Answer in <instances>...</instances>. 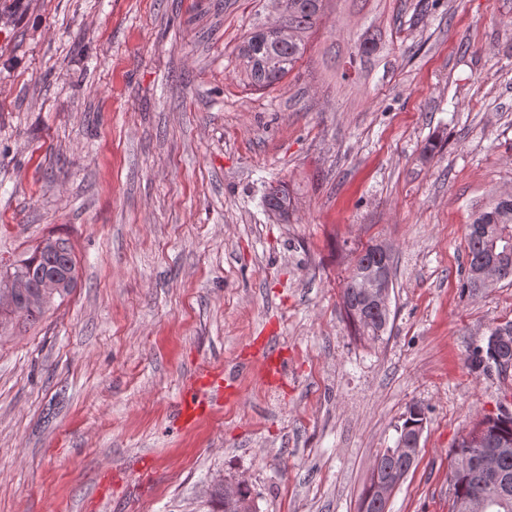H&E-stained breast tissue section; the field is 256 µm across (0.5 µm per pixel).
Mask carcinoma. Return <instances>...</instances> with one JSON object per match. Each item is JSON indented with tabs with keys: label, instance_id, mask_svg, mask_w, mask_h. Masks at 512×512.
Here are the masks:
<instances>
[{
	"label": "carcinoma",
	"instance_id": "carcinoma-1",
	"mask_svg": "<svg viewBox=\"0 0 512 512\" xmlns=\"http://www.w3.org/2000/svg\"><path fill=\"white\" fill-rule=\"evenodd\" d=\"M323 0H276L281 23L267 30L249 33L238 45V58L244 67L248 84L265 89L281 81L301 58L305 49L304 34L312 30L320 18ZM384 49L381 32L369 24L352 38V48L340 69V78L353 81L365 63ZM512 238V194L499 197L492 206L475 213L465 234L468 266L479 260L492 258L494 241L502 237ZM371 262L370 248H365L353 259L342 298L362 295L369 285L367 264ZM56 266L75 271V261L70 249L60 254L34 249L27 257L19 260L11 275L37 276L46 269ZM390 318H377L371 314L366 318L349 320L354 333L369 341H378L387 332ZM500 350L491 343L473 347L467 355V364L475 372H489L499 369L497 358ZM487 440L496 444L503 440L512 441V413L504 410L496 416L483 418L473 428ZM499 472L502 488L508 491L505 503L491 509V512H512V447L499 456ZM482 490L481 476L477 471L451 472L450 512H455L456 500L461 495H470Z\"/></svg>",
	"mask_w": 512,
	"mask_h": 512
}]
</instances>
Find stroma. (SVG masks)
<instances>
[{
  "instance_id": "35a3bbf8",
  "label": "stroma",
  "mask_w": 512,
  "mask_h": 512,
  "mask_svg": "<svg viewBox=\"0 0 512 512\" xmlns=\"http://www.w3.org/2000/svg\"><path fill=\"white\" fill-rule=\"evenodd\" d=\"M278 20L274 0H0V270L49 237L77 268L0 325V512H219L240 478L259 512H360L415 404L387 512H448L452 448L512 411V373L466 363L512 285L462 290L467 225L512 193V0H327L293 70L251 87L237 47ZM370 24L388 49L344 83ZM379 241L370 342L341 295ZM205 365L232 394L179 427ZM391 288H394L391 277V285L382 275H378L369 294V303L374 312H387L390 310ZM346 317L356 335L373 342L382 338V335L387 331L390 321V315L384 320L376 318L371 314H367L365 319L359 317L357 321L352 320L348 314H346Z\"/></svg>"
}]
</instances>
